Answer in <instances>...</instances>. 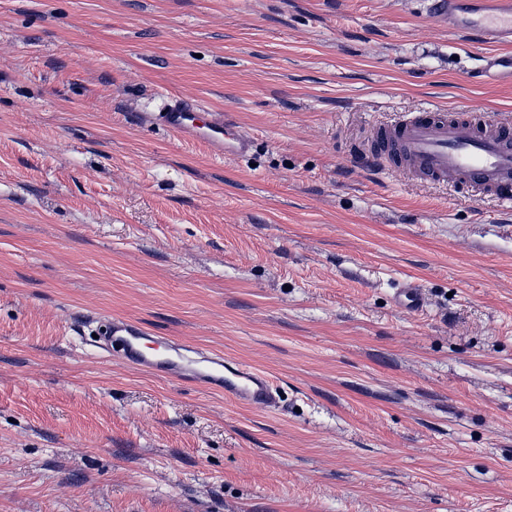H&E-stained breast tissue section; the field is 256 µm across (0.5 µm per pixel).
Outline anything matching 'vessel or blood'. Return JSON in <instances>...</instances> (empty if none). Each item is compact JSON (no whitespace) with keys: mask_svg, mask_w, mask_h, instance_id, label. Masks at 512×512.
Here are the masks:
<instances>
[{"mask_svg":"<svg viewBox=\"0 0 512 512\" xmlns=\"http://www.w3.org/2000/svg\"><path fill=\"white\" fill-rule=\"evenodd\" d=\"M431 12L446 18L454 31L474 35L477 45L512 47V0H432ZM157 119L179 140L204 145L216 159L243 158L251 149L250 137L235 123L207 120L203 106L193 100L169 98ZM363 154L374 166L402 165L415 176L488 195L512 208V128L488 123L479 111L454 117L431 110L412 113L375 130ZM393 302L403 313L419 312L421 284L402 282ZM101 334L113 355L150 374L192 383L240 405L281 406L280 388L268 374L223 354L187 358L126 318L109 319Z\"/></svg>","mask_w":512,"mask_h":512,"instance_id":"obj_1","label":"vessel or blood"}]
</instances>
